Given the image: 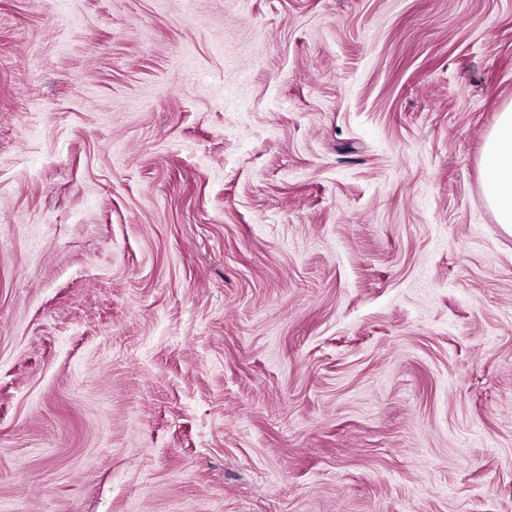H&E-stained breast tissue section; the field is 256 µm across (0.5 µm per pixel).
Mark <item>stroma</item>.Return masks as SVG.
I'll return each mask as SVG.
<instances>
[{
  "label": "stroma",
  "instance_id": "stroma-1",
  "mask_svg": "<svg viewBox=\"0 0 512 512\" xmlns=\"http://www.w3.org/2000/svg\"><path fill=\"white\" fill-rule=\"evenodd\" d=\"M512 0H0V512H512ZM485 197L498 224L512 235V105L499 112L481 157Z\"/></svg>",
  "mask_w": 512,
  "mask_h": 512
}]
</instances>
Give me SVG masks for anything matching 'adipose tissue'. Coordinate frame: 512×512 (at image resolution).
<instances>
[{"mask_svg": "<svg viewBox=\"0 0 512 512\" xmlns=\"http://www.w3.org/2000/svg\"><path fill=\"white\" fill-rule=\"evenodd\" d=\"M485 197L498 224L512 234V107L499 113L481 157Z\"/></svg>", "mask_w": 512, "mask_h": 512, "instance_id": "1", "label": "adipose tissue"}]
</instances>
